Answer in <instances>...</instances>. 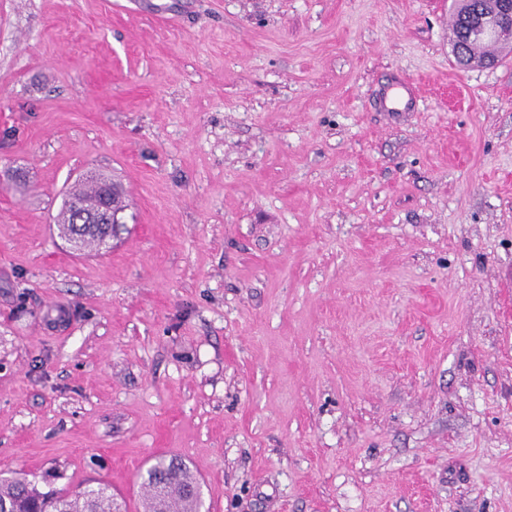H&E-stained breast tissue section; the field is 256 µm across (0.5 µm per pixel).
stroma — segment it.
I'll use <instances>...</instances> for the list:
<instances>
[{"mask_svg":"<svg viewBox=\"0 0 512 512\" xmlns=\"http://www.w3.org/2000/svg\"><path fill=\"white\" fill-rule=\"evenodd\" d=\"M454 0H0V475L143 512H512V54ZM418 112L379 111L387 78ZM128 195L107 250L54 219ZM463 8L464 6L461 3L460 6L457 4L454 20V31L456 41L463 43L465 45V51L467 55L470 57L469 59H466L464 65L469 66L472 63H475L476 60L473 59L472 57H476L478 59H491L495 63V61H497L495 56L491 55L490 53H479V51L485 47L479 46L480 44L476 43H468L467 40L465 39L463 35L464 27L462 21ZM101 181H90L87 184L70 191L62 204L61 212L66 216L65 224H70V219L74 212V207L78 204H87L88 207L91 203L97 201V188ZM191 473L187 464L176 456L158 458L143 477V484L149 491L151 510L160 506L164 512H175L177 502L182 500L189 504L186 511L199 512L198 481H194ZM159 485L165 491L162 497L156 492Z\"/></svg>","mask_w":512,"mask_h":512,"instance_id":"obj_1","label":"stroma"}]
</instances>
